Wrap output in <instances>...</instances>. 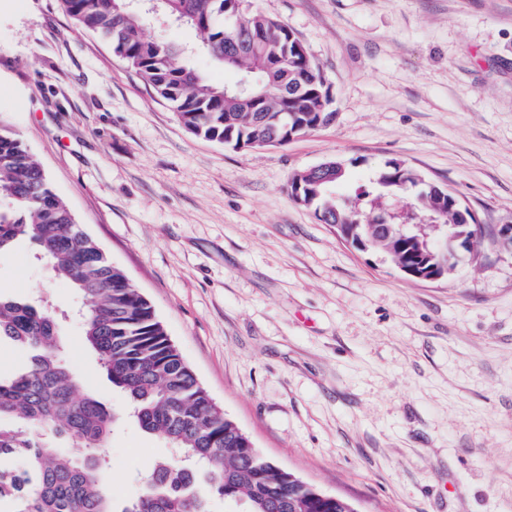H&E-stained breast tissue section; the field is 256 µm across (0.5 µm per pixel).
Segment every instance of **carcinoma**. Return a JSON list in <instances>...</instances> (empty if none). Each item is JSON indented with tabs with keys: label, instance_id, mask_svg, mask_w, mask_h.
<instances>
[{
	"label": "carcinoma",
	"instance_id": "cac0c4a2",
	"mask_svg": "<svg viewBox=\"0 0 512 512\" xmlns=\"http://www.w3.org/2000/svg\"><path fill=\"white\" fill-rule=\"evenodd\" d=\"M84 31L111 41L114 51L153 92L175 109L188 133L233 148L266 136L286 146L290 137L327 125L335 113L320 108L328 91L319 68L301 54L284 56L296 34L284 23L242 4V0H148L155 13L194 30L198 41L179 44L147 38L149 13L131 0H60ZM258 31L254 48L262 60H278L273 74L247 71L224 60V42L236 23ZM245 79L268 109L266 127L250 126L226 85L209 81L194 65L196 56ZM300 87L286 101L278 84ZM416 172L389 161L375 183L384 195L415 185ZM316 203L334 208L341 224L369 222L354 207L316 189ZM27 238L36 258L65 276L82 299L81 339L98 357L112 386L127 398L116 411L90 391L80 390L66 354L70 337L63 312L42 300L0 293V345L21 351L26 361L0 376V512H112L105 481V453L114 428L124 419L171 445L175 455L154 463L143 492L122 512H208L211 496L240 500L246 512H356L344 498L323 501L319 490L246 447L237 425L198 382L169 339L150 302L112 265L100 244L77 223L23 141L0 126V252ZM373 247L420 263L410 235ZM73 441L86 454L74 457L62 443Z\"/></svg>",
	"mask_w": 512,
	"mask_h": 512
}]
</instances>
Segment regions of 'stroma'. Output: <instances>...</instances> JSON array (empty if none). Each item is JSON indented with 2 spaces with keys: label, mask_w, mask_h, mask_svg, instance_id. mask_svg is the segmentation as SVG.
<instances>
[{
  "label": "stroma",
  "mask_w": 512,
  "mask_h": 512,
  "mask_svg": "<svg viewBox=\"0 0 512 512\" xmlns=\"http://www.w3.org/2000/svg\"><path fill=\"white\" fill-rule=\"evenodd\" d=\"M324 73L335 120L287 146L190 135L58 0H0V125L153 305L199 382L266 458L357 512H512V252L486 242L440 281L404 276L296 203L344 164L341 198L398 160L512 224V0H252ZM19 241L0 292L79 306ZM71 367L118 409L81 323ZM116 512L170 455L111 436ZM338 163L343 168L342 175L336 180L337 174H334V168L331 163L324 162L318 166L312 167L307 171L301 172L300 179L297 180L294 184L295 175L290 179L289 188L293 187V197L297 202L304 204H311L310 201H304L301 198V187L303 184L313 183L315 185H326L327 187H336V182L342 181L346 176V169L342 163ZM301 177H306L307 181H301ZM305 193L302 194L303 199L305 197Z\"/></svg>",
  "instance_id": "obj_1"
}]
</instances>
